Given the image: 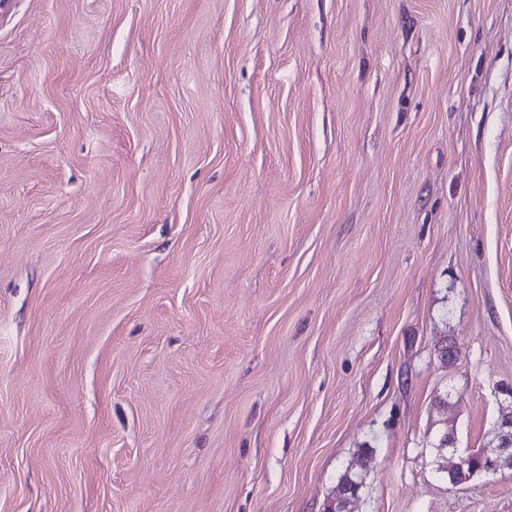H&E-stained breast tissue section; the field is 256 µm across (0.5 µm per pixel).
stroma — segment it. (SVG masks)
<instances>
[{
    "label": "stroma",
    "instance_id": "35a3bbf8",
    "mask_svg": "<svg viewBox=\"0 0 512 512\" xmlns=\"http://www.w3.org/2000/svg\"><path fill=\"white\" fill-rule=\"evenodd\" d=\"M508 388L512 0L0 11V512H512ZM508 400V402H507ZM502 406L501 419L497 423V439L490 448V452L484 450L480 456L489 458L485 471L488 474H497L499 472L512 470V403L510 398L504 399ZM443 442L442 439H438L436 443H433L432 448H437V457L434 461V469L436 476L439 480L446 483L448 485V482L455 481L457 484L465 483L469 480H471L475 475L483 473L484 470L480 465L481 458H474L473 460V453L468 454H458L457 449H452L451 456L454 461H451L449 464V469L451 470H465L467 467H469L465 472H455L453 474H448V471H439V468L442 467V461L440 460L442 457V453L439 450V448H443ZM472 461V464L470 465Z\"/></svg>",
    "mask_w": 512,
    "mask_h": 512
}]
</instances>
